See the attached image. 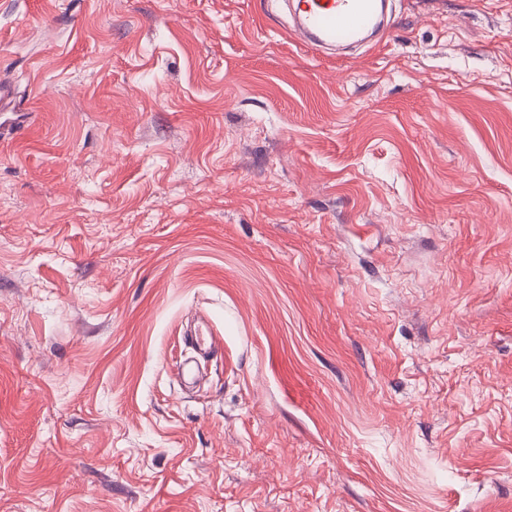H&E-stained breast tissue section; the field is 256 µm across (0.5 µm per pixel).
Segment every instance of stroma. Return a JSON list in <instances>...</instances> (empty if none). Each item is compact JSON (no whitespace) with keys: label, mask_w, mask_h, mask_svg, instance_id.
Returning a JSON list of instances; mask_svg holds the SVG:
<instances>
[{"label":"stroma","mask_w":512,"mask_h":512,"mask_svg":"<svg viewBox=\"0 0 512 512\" xmlns=\"http://www.w3.org/2000/svg\"><path fill=\"white\" fill-rule=\"evenodd\" d=\"M392 4L0 0V512H512V0ZM386 0H296L291 5L294 39L320 50L336 44H359L381 25Z\"/></svg>","instance_id":"stroma-1"}]
</instances>
